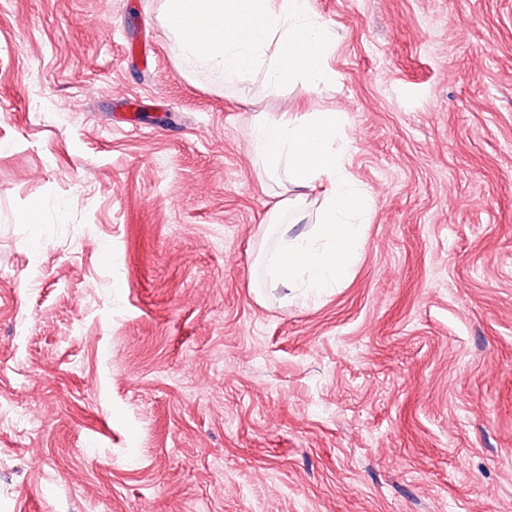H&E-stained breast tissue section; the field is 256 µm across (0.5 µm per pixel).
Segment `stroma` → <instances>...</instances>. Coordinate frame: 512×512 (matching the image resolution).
<instances>
[{
	"instance_id": "35a3bbf8",
	"label": "stroma",
	"mask_w": 512,
	"mask_h": 512,
	"mask_svg": "<svg viewBox=\"0 0 512 512\" xmlns=\"http://www.w3.org/2000/svg\"><path fill=\"white\" fill-rule=\"evenodd\" d=\"M162 4L0 0V512H512V0H308L309 92ZM326 109L375 211L306 299L249 127Z\"/></svg>"
}]
</instances>
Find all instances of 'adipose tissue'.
<instances>
[{"label": "adipose tissue", "instance_id": "obj_1", "mask_svg": "<svg viewBox=\"0 0 512 512\" xmlns=\"http://www.w3.org/2000/svg\"><path fill=\"white\" fill-rule=\"evenodd\" d=\"M250 137L261 174L291 186L292 206L305 204L316 180L328 184L312 229L295 234L290 226H280L261 260L265 278L310 296L340 287L359 261L364 226L375 211L370 189L348 169L352 141L344 114L267 116L254 123Z\"/></svg>", "mask_w": 512, "mask_h": 512}]
</instances>
